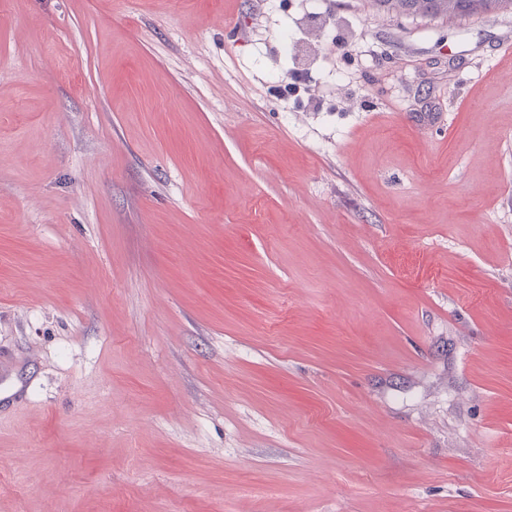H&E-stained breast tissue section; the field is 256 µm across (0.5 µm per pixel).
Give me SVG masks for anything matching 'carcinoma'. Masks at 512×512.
<instances>
[{
  "label": "carcinoma",
  "instance_id": "1",
  "mask_svg": "<svg viewBox=\"0 0 512 512\" xmlns=\"http://www.w3.org/2000/svg\"><path fill=\"white\" fill-rule=\"evenodd\" d=\"M376 12L430 17L462 18L512 9V0H370Z\"/></svg>",
  "mask_w": 512,
  "mask_h": 512
}]
</instances>
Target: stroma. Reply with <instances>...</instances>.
<instances>
[{"instance_id":"stroma-1","label":"stroma","mask_w":512,"mask_h":512,"mask_svg":"<svg viewBox=\"0 0 512 512\" xmlns=\"http://www.w3.org/2000/svg\"><path fill=\"white\" fill-rule=\"evenodd\" d=\"M0 512H512V14L0 0Z\"/></svg>"}]
</instances>
